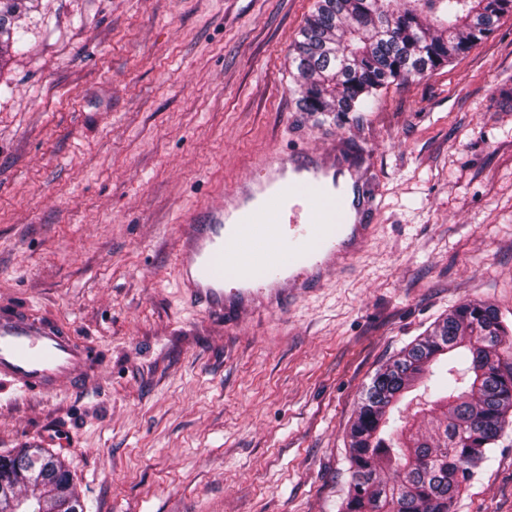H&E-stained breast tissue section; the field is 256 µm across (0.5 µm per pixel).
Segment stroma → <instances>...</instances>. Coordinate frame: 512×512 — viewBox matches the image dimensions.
Wrapping results in <instances>:
<instances>
[{"label": "stroma", "instance_id": "obj_1", "mask_svg": "<svg viewBox=\"0 0 512 512\" xmlns=\"http://www.w3.org/2000/svg\"><path fill=\"white\" fill-rule=\"evenodd\" d=\"M315 0H36L0 58V302L109 364L0 401V455L45 448L84 512H338L375 373L465 300L512 327V14L373 111L297 108ZM370 154L378 229L311 296L234 335L187 303L183 214L269 155ZM453 512H512V423Z\"/></svg>", "mask_w": 512, "mask_h": 512}]
</instances>
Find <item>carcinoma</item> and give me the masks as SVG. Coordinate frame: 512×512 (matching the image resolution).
I'll use <instances>...</instances> for the list:
<instances>
[{"label": "carcinoma", "mask_w": 512, "mask_h": 512, "mask_svg": "<svg viewBox=\"0 0 512 512\" xmlns=\"http://www.w3.org/2000/svg\"><path fill=\"white\" fill-rule=\"evenodd\" d=\"M25 0H0V56L21 41ZM512 0H316L292 45L299 111L368 112L379 92L451 63L491 35ZM512 335L484 302L460 303L373 377L349 430L351 484L339 512H451L512 414ZM435 398L393 411L421 379ZM31 497L20 498L21 489ZM83 512L65 465L40 448L0 456V512Z\"/></svg>", "instance_id": "carcinoma-1"}]
</instances>
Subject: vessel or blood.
Listing matches in <instances>:
<instances>
[{
	"label": "vessel or blood",
	"mask_w": 512,
	"mask_h": 512,
	"mask_svg": "<svg viewBox=\"0 0 512 512\" xmlns=\"http://www.w3.org/2000/svg\"><path fill=\"white\" fill-rule=\"evenodd\" d=\"M374 215L366 159L344 144L272 156L221 205L184 217L182 294L228 330L253 313L283 310L353 265L377 230ZM106 361L68 323L26 303H0V385L12 399L81 389Z\"/></svg>",
	"instance_id": "vessel-or-blood-1"
}]
</instances>
